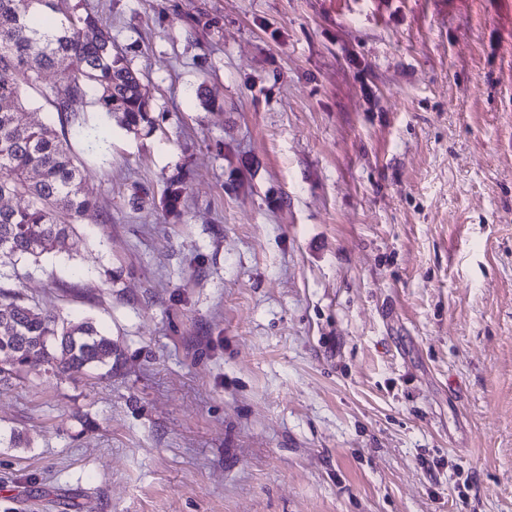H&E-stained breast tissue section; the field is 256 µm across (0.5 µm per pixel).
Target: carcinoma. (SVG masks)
Returning <instances> with one entry per match:
<instances>
[{
	"mask_svg": "<svg viewBox=\"0 0 512 512\" xmlns=\"http://www.w3.org/2000/svg\"><path fill=\"white\" fill-rule=\"evenodd\" d=\"M52 11L54 0H0V201L28 198L22 208L0 204V267L69 251L94 203L66 138L75 103L88 98L109 116L121 114L130 131L153 125L151 97L98 16L80 4L58 20ZM50 70L57 79L44 86ZM23 89L44 98L58 122L30 119ZM2 354L10 358L0 360L7 383L41 366L67 379L102 369L110 376L122 352L93 320L45 315L20 293L0 290Z\"/></svg>",
	"mask_w": 512,
	"mask_h": 512,
	"instance_id": "1",
	"label": "carcinoma"
}]
</instances>
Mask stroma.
<instances>
[{
    "instance_id": "obj_1",
    "label": "stroma",
    "mask_w": 512,
    "mask_h": 512,
    "mask_svg": "<svg viewBox=\"0 0 512 512\" xmlns=\"http://www.w3.org/2000/svg\"><path fill=\"white\" fill-rule=\"evenodd\" d=\"M78 1L154 125L0 284L122 356L0 383V512H512V0Z\"/></svg>"
}]
</instances>
